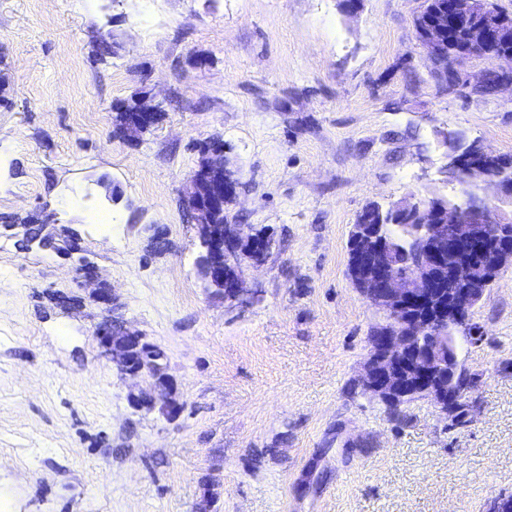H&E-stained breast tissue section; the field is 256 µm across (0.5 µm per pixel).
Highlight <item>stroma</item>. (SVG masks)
<instances>
[{"mask_svg": "<svg viewBox=\"0 0 512 512\" xmlns=\"http://www.w3.org/2000/svg\"><path fill=\"white\" fill-rule=\"evenodd\" d=\"M424 0H0V512H488L512 493V268L460 343L475 412L394 420L361 383L383 314L348 274L363 207L458 199L456 134L512 155V91L449 88ZM163 104L138 143L114 107ZM218 137L243 183L229 216L273 230L253 303L203 288L184 203ZM67 230V258L21 249ZM93 268L84 281L81 261ZM110 289L112 308L93 291ZM168 355L184 404L135 410L101 356L107 313Z\"/></svg>", "mask_w": 512, "mask_h": 512, "instance_id": "1", "label": "stroma"}]
</instances>
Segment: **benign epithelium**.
<instances>
[{
	"label": "benign epithelium",
	"instance_id": "benign-epithelium-1",
	"mask_svg": "<svg viewBox=\"0 0 512 512\" xmlns=\"http://www.w3.org/2000/svg\"><path fill=\"white\" fill-rule=\"evenodd\" d=\"M476 0H448V10L426 19L421 46L435 57L444 45L450 27L466 26L472 33L466 45L448 61V68L489 54L503 28L512 21L502 16L474 24ZM502 59L512 61V53H499L490 60L480 86L492 84V92L512 89V68L496 67ZM495 82H490V79ZM126 119L116 132L134 141L159 120L160 104L144 97L133 98L117 108ZM488 150L478 144L448 156L445 170L463 172L459 202L421 205L416 197L397 202L393 209L410 213L415 220L414 247L417 259L404 273L394 270L391 253L381 239L379 225L365 219L357 239L355 260L361 289L368 302L385 313L390 326L380 336L369 339L370 353L362 385L384 405L399 410L415 399H428L450 421H455L454 406L466 398L455 388L458 358L440 348H414L424 336L448 333L464 337L477 345L483 340L473 323L479 282L495 280L512 264V212L492 204V200L512 204V169L501 164L491 167L478 160ZM187 204L198 226L201 253L197 268L205 271L206 287L227 292L232 299H247L242 273L230 270L249 265L259 267L276 248L273 231L257 238L250 224H217L214 218L224 212L227 196L238 197L236 171L224 169V144L217 140L205 149L197 169L188 178ZM96 339L104 356L124 377L143 379L149 389L130 394L132 407L148 413L157 411L173 420L182 412L174 398V382L168 373L134 363L136 350L144 336L123 327L117 320L101 324Z\"/></svg>",
	"mask_w": 512,
	"mask_h": 512
}]
</instances>
